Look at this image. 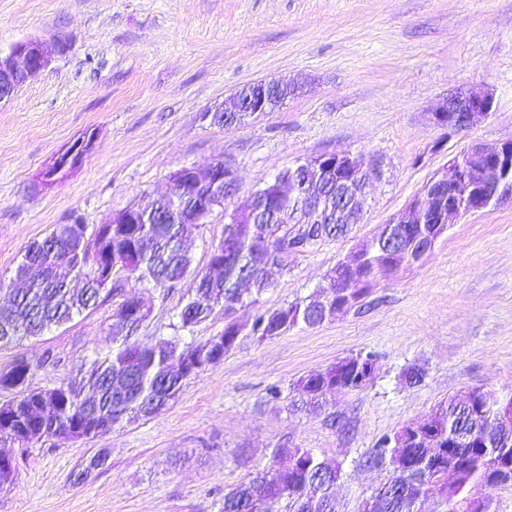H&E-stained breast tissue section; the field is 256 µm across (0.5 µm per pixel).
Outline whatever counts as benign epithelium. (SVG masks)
Instances as JSON below:
<instances>
[{"label":"benign epithelium","mask_w":512,"mask_h":512,"mask_svg":"<svg viewBox=\"0 0 512 512\" xmlns=\"http://www.w3.org/2000/svg\"><path fill=\"white\" fill-rule=\"evenodd\" d=\"M51 60V53L39 42L25 41L15 44L6 53H0V101L8 100L16 89L30 78L44 71ZM281 80H264L251 85L253 93L245 100L239 101L231 96L224 101V106L216 109L226 111V105L237 103L236 112H267L274 106L273 93L280 89ZM493 108V96L487 91L457 92L445 98L437 110L433 112L434 122L451 130L472 128L486 120ZM89 147L87 140L80 139L72 143L53 162L54 166H75L86 155ZM471 159H481L483 163L474 165ZM298 169H309L323 175H332L341 169L350 176H359L362 172L371 173L370 182L365 192H370L373 182L380 179L381 170L377 165L365 169L355 158L348 154L329 153L314 157ZM171 182L186 192L210 187L219 189L230 197L237 191V172L232 165L217 163L201 171L195 167H184L172 174ZM465 187L470 194L469 203L464 207H453L448 214L436 209V201L448 191H457ZM495 205L505 200L512 201V140L501 143H473L451 162V175L436 174L427 181L422 190V197L409 204L403 224H433L435 228L424 236L417 250L415 262H420L434 248L439 237L447 230L451 219L470 213L485 210L484 201ZM141 221V210L138 208L122 209L110 216L108 224H138Z\"/></svg>","instance_id":"1"}]
</instances>
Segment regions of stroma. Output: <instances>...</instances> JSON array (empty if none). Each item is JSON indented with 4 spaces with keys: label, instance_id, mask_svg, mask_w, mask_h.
<instances>
[{
    "label": "stroma",
    "instance_id": "1",
    "mask_svg": "<svg viewBox=\"0 0 512 512\" xmlns=\"http://www.w3.org/2000/svg\"><path fill=\"white\" fill-rule=\"evenodd\" d=\"M38 40L49 66L0 104V304L26 246L58 224L103 223L148 206L156 184L182 167L232 163L238 189L185 246L203 270L224 236L225 213L245 207L280 170L324 153L381 162L361 223L270 272L272 286L236 311L242 331L224 358L187 380L155 417L77 440L21 447L0 438L17 477L0 512H218L225 492L300 447L340 462L337 495L349 512L389 475L370 456L380 439L421 422L449 396L476 389L512 396V205L455 219L419 264L373 288L350 311L280 336L256 318L305 301L336 264L398 222L429 178L473 142L512 139V0H0V51ZM297 90L242 124L209 114L260 80ZM489 89L490 117L465 131L433 124L450 94ZM90 154L64 180L43 183L53 157L87 132ZM125 292L150 300L142 345L202 342L223 309L180 326L186 289L137 278ZM111 300L43 335L0 346V371L34 367L31 387L74 377L110 345ZM374 354L365 388L335 392L317 412L290 407L298 380L355 354ZM425 371L403 384L404 368ZM106 449L108 465L77 475Z\"/></svg>",
    "mask_w": 512,
    "mask_h": 512
}]
</instances>
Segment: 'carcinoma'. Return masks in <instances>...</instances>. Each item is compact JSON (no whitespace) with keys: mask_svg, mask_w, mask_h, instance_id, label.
Here are the masks:
<instances>
[{"mask_svg":"<svg viewBox=\"0 0 512 512\" xmlns=\"http://www.w3.org/2000/svg\"><path fill=\"white\" fill-rule=\"evenodd\" d=\"M302 172L279 171L258 190L248 206L230 213L224 236L235 245L224 256L216 274H190L192 260L183 239L194 225L179 214L210 199L206 192L183 193L166 181L158 183L154 201L143 210L140 224H102L84 235L79 224H58L41 241L32 242L16 266L13 282L20 285L12 302L0 307V345L23 336H39L52 326L99 304L104 290L112 292L115 308L107 332L112 347L93 360L79 376L50 390L59 405L56 423L36 419L45 392L28 387L30 363L16 359L0 373V388L16 392L0 405V433L25 442L22 424L46 438L56 431H76L92 439L130 419L151 418L175 401L183 383L215 364L210 341L184 343L161 338L141 346L131 337L148 321L151 312L122 313L131 299L117 285L127 273L156 285L174 288L188 283V300L180 312L181 328L205 321L217 306L241 304V286L260 296L271 286L268 269L288 266L289 258L317 244L336 239L359 222L363 208L362 179L348 182L339 174L310 181L311 193L325 197L329 220L314 223L307 217L293 188ZM432 224H387L364 243L359 252L366 265L348 272L338 264L326 284L303 303L281 307L260 316L254 330L279 336L304 324L316 326L336 316V300L355 286L376 287L381 281L413 265L418 239ZM402 235L401 246L380 251L379 239ZM375 359L370 354L342 358L296 382L293 406L316 410L333 390L354 391L372 379ZM500 402L470 390L438 405L416 428L406 425L383 438L374 458L389 460L392 474L359 505L357 512H420L430 493L469 504L465 512H491V500L471 496L486 484L489 468L502 458L512 464V423L499 419ZM288 457V465L278 463ZM342 466L319 458L306 448H277L270 463L224 494L219 512H346L336 498Z\"/></svg>","mask_w":512,"mask_h":512,"instance_id":"carcinoma-1","label":"carcinoma"}]
</instances>
